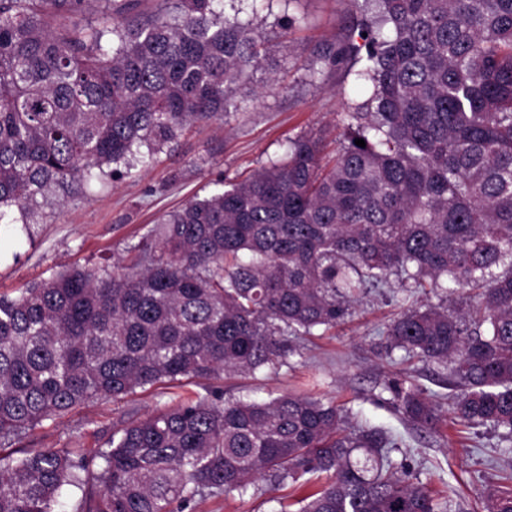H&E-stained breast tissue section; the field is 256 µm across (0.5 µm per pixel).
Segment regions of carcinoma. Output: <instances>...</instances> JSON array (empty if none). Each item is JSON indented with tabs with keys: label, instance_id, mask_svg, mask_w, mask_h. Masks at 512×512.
Returning <instances> with one entry per match:
<instances>
[{
	"label": "carcinoma",
	"instance_id": "cac0c4a2",
	"mask_svg": "<svg viewBox=\"0 0 512 512\" xmlns=\"http://www.w3.org/2000/svg\"><path fill=\"white\" fill-rule=\"evenodd\" d=\"M220 0H0V220L130 161L151 165L235 106L268 47ZM368 96L333 153L288 140L267 168L163 215L112 272L71 268L0 295V440L92 399L277 365L366 288L430 291L387 350L449 368L448 407L385 381L409 424L512 438V0H365L316 50ZM362 139L360 147L355 140ZM401 444L305 395L207 396L114 426L107 448L0 452V512H188L207 495L325 474L299 512H448L391 458ZM487 512H512V491Z\"/></svg>",
	"mask_w": 512,
	"mask_h": 512
}]
</instances>
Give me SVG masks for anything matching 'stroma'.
<instances>
[{
    "label": "stroma",
    "instance_id": "35a3bbf8",
    "mask_svg": "<svg viewBox=\"0 0 512 512\" xmlns=\"http://www.w3.org/2000/svg\"><path fill=\"white\" fill-rule=\"evenodd\" d=\"M225 13L251 22L270 44L238 91V109L186 129L158 153L155 165L104 177L46 207L40 223H22L19 211L10 209L0 220V293L19 294L65 266L112 268L157 218L213 192L219 180L269 166L288 138L313 133L329 147L338 146L348 105L361 90L347 67L317 70L314 52L321 44L346 39L359 13L352 0H264L257 9L251 0H227ZM424 301L423 295L397 288L372 289L345 324L306 337L277 369L162 384L120 401L93 399L37 426L27 443L92 454L105 448L120 421L212 390L244 397L310 394L349 409L354 425L396 437L401 447L392 458L438 491L448 512H486L488 493L503 487V471L512 472V441L488 424L460 431L446 421L433 431L416 430L386 402V379L403 370L429 392H452L443 366L417 360L400 366L383 354L388 320L400 307ZM324 483L314 477L300 487H278L262 478L243 493L204 497L194 512H280L281 501L314 493Z\"/></svg>",
    "mask_w": 512,
    "mask_h": 512
}]
</instances>
